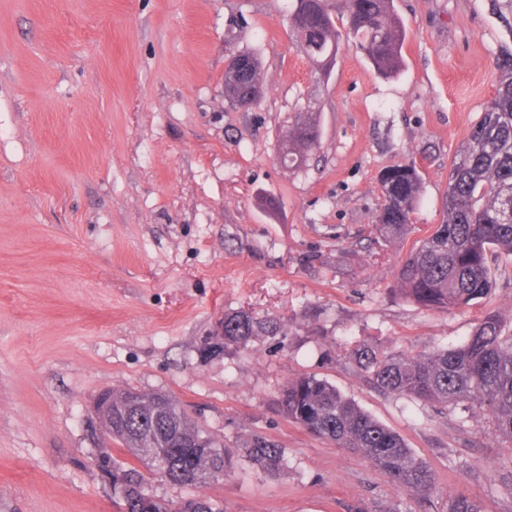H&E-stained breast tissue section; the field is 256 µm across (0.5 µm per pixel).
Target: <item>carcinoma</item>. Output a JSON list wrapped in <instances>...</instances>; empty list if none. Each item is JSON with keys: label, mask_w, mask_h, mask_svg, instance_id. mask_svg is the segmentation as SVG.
<instances>
[{"label": "carcinoma", "mask_w": 512, "mask_h": 512, "mask_svg": "<svg viewBox=\"0 0 512 512\" xmlns=\"http://www.w3.org/2000/svg\"><path fill=\"white\" fill-rule=\"evenodd\" d=\"M345 33L366 55L378 74L394 76L403 67L406 29L393 0H345ZM297 41L320 51L307 55L318 79L336 65L341 33L328 0H292L289 14ZM499 80L478 121L457 151L448 173L444 220L415 241L396 273L395 291L428 310L479 306L493 292L491 262L501 253L512 256V50L497 57ZM263 81L262 63L251 51H231L224 70V99L242 107L253 83ZM283 164L303 167L319 148L317 118L301 111L282 131ZM383 203L375 230L386 241L409 233L420 201L422 176L416 162L398 164L380 176ZM277 326L240 310L224 314L222 347H241L254 338L274 334ZM350 358L379 391L417 399L447 409L477 404L489 412L495 431L512 442V331L504 332L496 312L481 315L463 344L417 355L393 354L378 343H360ZM140 411L128 412L130 398ZM280 405L289 421L307 433L368 459L392 484L412 496H425L436 478L396 432L381 424L327 379L305 373L288 382ZM112 439L148 470L160 469L176 485H195L224 477L236 456L266 475L284 469L285 449L275 440L253 434L237 453L224 447L191 419L174 397L156 392L112 391ZM209 444V456L188 444ZM119 505L138 512L151 501V512H214L211 502L190 498L167 501L149 488L132 465L113 464L108 473ZM448 512H482L479 501L462 494L448 497Z\"/></svg>", "instance_id": "obj_1"}]
</instances>
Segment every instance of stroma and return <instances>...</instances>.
<instances>
[{
  "mask_svg": "<svg viewBox=\"0 0 512 512\" xmlns=\"http://www.w3.org/2000/svg\"><path fill=\"white\" fill-rule=\"evenodd\" d=\"M291 0H0V512H116L96 464L94 396L176 397L233 448L258 433L286 452L268 476L237 460L177 486L224 512H447L449 493L512 512V442L487 412H440L379 392L345 354L376 338L411 355L453 348L475 309L395 298L399 261L442 222L448 171L512 49V0H394L404 68L377 75L342 42L316 82L290 34ZM263 60L249 109L224 98L228 50ZM317 111L298 171L281 130ZM416 161L413 229L377 240L380 176ZM283 325L204 357L225 313ZM316 373L401 434L436 474L424 500L362 456L286 418L289 379Z\"/></svg>",
  "mask_w": 512,
  "mask_h": 512,
  "instance_id": "1",
  "label": "stroma"
}]
</instances>
